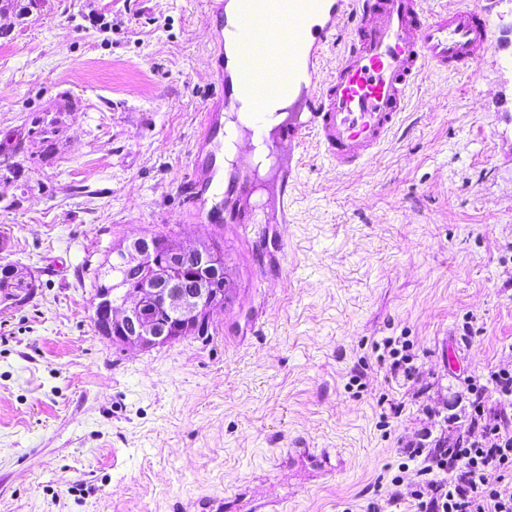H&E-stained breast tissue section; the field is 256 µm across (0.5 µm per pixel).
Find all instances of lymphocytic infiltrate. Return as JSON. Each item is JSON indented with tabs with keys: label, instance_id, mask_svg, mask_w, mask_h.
I'll use <instances>...</instances> for the list:
<instances>
[{
	"label": "lymphocytic infiltrate",
	"instance_id": "lymphocytic-infiltrate-1",
	"mask_svg": "<svg viewBox=\"0 0 512 512\" xmlns=\"http://www.w3.org/2000/svg\"><path fill=\"white\" fill-rule=\"evenodd\" d=\"M472 396L466 434L448 439L423 429L403 443V461L383 505L412 512H512V370L488 369Z\"/></svg>",
	"mask_w": 512,
	"mask_h": 512
}]
</instances>
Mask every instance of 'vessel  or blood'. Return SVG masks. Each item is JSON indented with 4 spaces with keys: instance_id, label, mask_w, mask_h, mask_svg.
I'll use <instances>...</instances> for the list:
<instances>
[{
    "instance_id": "b4317fda",
    "label": "vessel or blood",
    "mask_w": 512,
    "mask_h": 512,
    "mask_svg": "<svg viewBox=\"0 0 512 512\" xmlns=\"http://www.w3.org/2000/svg\"><path fill=\"white\" fill-rule=\"evenodd\" d=\"M209 15L217 44L224 49L211 70L217 99L247 124L250 141L245 152L263 142L279 158L284 189L293 174L294 153L306 138L317 140L337 172L350 171L395 128L406 92L420 75L432 69L471 68L495 38L492 15L470 0L434 13L424 9L423 0H241L235 16L217 6ZM257 15L290 29L288 69L260 55L245 57L244 44ZM337 40L342 50L336 65L325 80H318L323 49ZM265 81L277 83L288 99L296 88L307 91L306 121L281 122L274 139L265 136ZM223 135L218 115L206 113L202 148L193 154L192 176L186 183L188 202L202 224H220L228 216L237 224L258 223L256 209L224 210L232 199L253 194L250 180L229 182L225 191L215 192L209 207L198 195L200 188L213 183L217 156L211 147Z\"/></svg>"
}]
</instances>
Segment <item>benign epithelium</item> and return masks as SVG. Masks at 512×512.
Returning <instances> with one entry per match:
<instances>
[{
  "mask_svg": "<svg viewBox=\"0 0 512 512\" xmlns=\"http://www.w3.org/2000/svg\"><path fill=\"white\" fill-rule=\"evenodd\" d=\"M112 255L134 273L129 283L114 278L96 290V331L114 344L145 351L190 336L197 320L227 299L224 255L207 242L167 251L140 234L124 239ZM5 269L22 287L0 290V306H22L31 296L23 287L31 273L10 264Z\"/></svg>",
  "mask_w": 512,
  "mask_h": 512,
  "instance_id": "1",
  "label": "benign epithelium"
}]
</instances>
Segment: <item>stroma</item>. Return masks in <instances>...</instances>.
<instances>
[{"mask_svg":"<svg viewBox=\"0 0 512 512\" xmlns=\"http://www.w3.org/2000/svg\"><path fill=\"white\" fill-rule=\"evenodd\" d=\"M476 2L497 38L477 78L427 72L351 172L297 149L287 214L268 196L254 227L197 223L182 192L214 93L205 0L0 15V138L51 132L0 175L8 260L37 284L0 312V512H364L401 440L452 410L466 429L470 380L512 367V0ZM149 232L221 246L208 340L97 333L96 271ZM389 336L407 384L372 348ZM401 343V349L398 348V345ZM383 349H387V353L389 354V358L391 362L389 364V371L392 377L395 378H403L404 380H410L413 376L412 368L406 367L409 362L408 356L405 354H401L404 348L403 342L400 340L394 339L392 337L387 338L383 341Z\"/></svg>","mask_w":512,"mask_h":512,"instance_id":"obj_1","label":"stroma"}]
</instances>
